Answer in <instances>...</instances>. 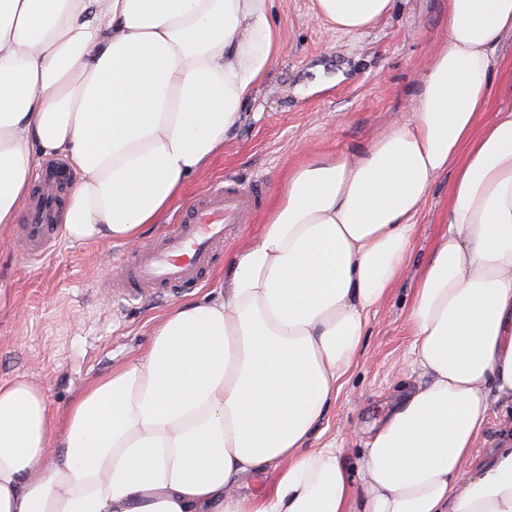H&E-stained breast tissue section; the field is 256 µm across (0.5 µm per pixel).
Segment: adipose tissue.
<instances>
[{"mask_svg":"<svg viewBox=\"0 0 512 512\" xmlns=\"http://www.w3.org/2000/svg\"><path fill=\"white\" fill-rule=\"evenodd\" d=\"M314 4L345 33L393 8ZM510 34L512 0H448L412 120L358 159L292 168L223 293L169 310L63 421L27 380L0 383V512H512V445L468 466L494 398L512 399V109L485 115ZM282 48L268 0H0V229L38 158L63 154L81 174L64 234L136 243L223 153ZM446 173L447 226L407 318L425 381L351 470L308 441Z\"/></svg>","mask_w":512,"mask_h":512,"instance_id":"adipose-tissue-1","label":"adipose tissue"}]
</instances>
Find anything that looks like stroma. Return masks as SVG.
Masks as SVG:
<instances>
[{"label":"stroma","mask_w":512,"mask_h":512,"mask_svg":"<svg viewBox=\"0 0 512 512\" xmlns=\"http://www.w3.org/2000/svg\"><path fill=\"white\" fill-rule=\"evenodd\" d=\"M271 17L286 44L264 88L248 103L224 152L191 175L161 223L231 172L265 177L275 197L290 168L312 154L364 153L397 118L413 114L419 79L446 34L448 0H395L373 29L344 33L316 18L313 0H271ZM498 69L489 78L490 112L512 108V36L502 39ZM450 175L431 188L416 218L409 258L390 295L368 318L356 363L325 420L314 448L336 443L354 465L361 437L387 408L422 377L408 361L406 320L413 289L448 213ZM17 228L0 231V382L23 378L42 389L51 414L64 418L93 379L140 356L159 319L174 303L215 297L224 269L175 301L157 302L105 290L102 280L117 262L121 244L76 243L59 238L53 252L32 265L16 247ZM512 441V401L500 400L479 437L470 467L489 462L494 448Z\"/></svg>","instance_id":"obj_1"}]
</instances>
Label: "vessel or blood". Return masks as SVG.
I'll use <instances>...</instances> for the list:
<instances>
[{
	"label": "vessel or blood",
	"mask_w": 512,
	"mask_h": 512,
	"mask_svg": "<svg viewBox=\"0 0 512 512\" xmlns=\"http://www.w3.org/2000/svg\"><path fill=\"white\" fill-rule=\"evenodd\" d=\"M76 181V173L60 159L46 162L35 178L20 229L28 260H39L54 247ZM266 192L263 179L225 176L223 183L187 204L177 223L141 250L124 255L114 273L116 282L130 294L148 288L157 300L177 289L197 287L220 261L225 239L258 212Z\"/></svg>",
	"instance_id": "1"
}]
</instances>
